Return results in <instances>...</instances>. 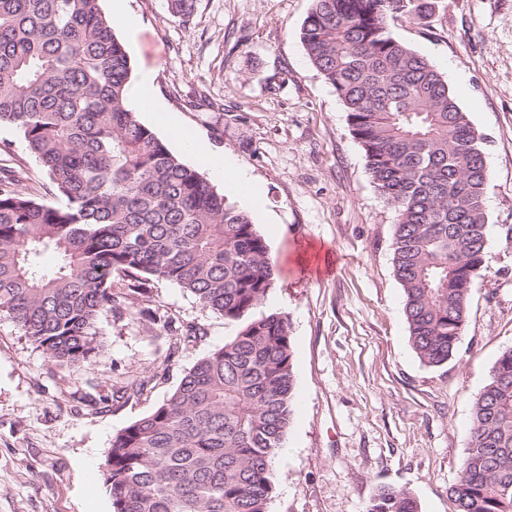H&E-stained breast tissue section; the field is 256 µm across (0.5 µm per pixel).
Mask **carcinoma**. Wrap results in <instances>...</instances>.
Here are the masks:
<instances>
[{
	"label": "carcinoma",
	"instance_id": "cac0c4a2",
	"mask_svg": "<svg viewBox=\"0 0 512 512\" xmlns=\"http://www.w3.org/2000/svg\"><path fill=\"white\" fill-rule=\"evenodd\" d=\"M417 0H312L299 38L335 89L382 197L394 208L393 273L421 362L451 359L485 266L482 138L447 81L391 33ZM129 54L100 0H0V124L47 172L54 203L0 179V315L54 361L99 349L154 280L243 322L169 397L112 437V512H268L272 463L293 410L288 318L252 316L276 271L250 216L172 153L127 100ZM454 512H512V348L472 404ZM368 512H420L385 488Z\"/></svg>",
	"mask_w": 512,
	"mask_h": 512
}]
</instances>
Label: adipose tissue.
<instances>
[{"label": "adipose tissue", "instance_id": "ef3b65f1", "mask_svg": "<svg viewBox=\"0 0 512 512\" xmlns=\"http://www.w3.org/2000/svg\"><path fill=\"white\" fill-rule=\"evenodd\" d=\"M153 80L152 71H141L136 89L132 94V107L139 111L154 113L171 139L183 151L203 163L210 170L213 178L223 183L226 192L232 195L250 193L252 184L240 166L213 153L201 138L188 134L186 127L172 113L166 112L153 93Z\"/></svg>", "mask_w": 512, "mask_h": 512}]
</instances>
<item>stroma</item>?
Returning <instances> with one entry per match:
<instances>
[{"label":"stroma","instance_id":"35a3bbf8","mask_svg":"<svg viewBox=\"0 0 512 512\" xmlns=\"http://www.w3.org/2000/svg\"><path fill=\"white\" fill-rule=\"evenodd\" d=\"M312 0H125L136 30L115 27L133 73L150 69L166 111L243 167L250 216L277 268L257 314L290 324L296 396L273 461L268 512H367L387 487L421 512H452L472 399L512 348V0H430L392 34L447 80L483 138L490 178L488 262L475 279L455 357L423 364L412 349L392 266L396 213L366 169L335 90L299 39ZM0 170L52 202L50 180L15 127L0 125ZM203 335L176 345L161 323ZM101 345L80 373L49 361L0 317V512H112L104 471L112 437L147 415L202 357L237 332L177 285L102 315ZM143 377L142 396L113 400ZM92 393L94 403L83 402Z\"/></svg>","mask_w":512,"mask_h":512}]
</instances>
